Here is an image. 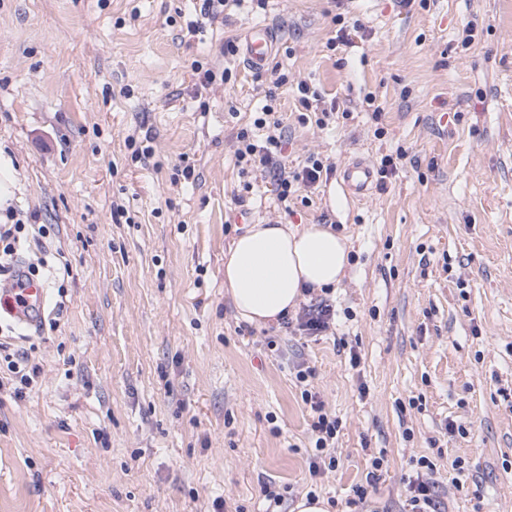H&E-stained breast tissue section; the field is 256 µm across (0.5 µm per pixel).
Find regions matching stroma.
Segmentation results:
<instances>
[{"label":"stroma","instance_id":"1","mask_svg":"<svg viewBox=\"0 0 512 512\" xmlns=\"http://www.w3.org/2000/svg\"><path fill=\"white\" fill-rule=\"evenodd\" d=\"M199 6L0 0V213L43 228L19 259L49 299L35 325L0 318L42 369L19 400L0 360V512H264L269 482L284 512L311 490L332 512H410L423 456L446 512H512V0H247L191 35ZM252 23L288 77L283 164L332 167L305 202L235 164L266 86L221 45ZM196 59L233 80L198 90ZM302 80L335 101L326 128L301 122ZM400 149L385 187L345 195L346 165ZM252 224L349 238L325 332L237 320L224 253ZM303 366L338 421L315 477Z\"/></svg>","mask_w":512,"mask_h":512}]
</instances>
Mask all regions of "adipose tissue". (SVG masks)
<instances>
[{
  "instance_id": "1",
  "label": "adipose tissue",
  "mask_w": 512,
  "mask_h": 512,
  "mask_svg": "<svg viewBox=\"0 0 512 512\" xmlns=\"http://www.w3.org/2000/svg\"><path fill=\"white\" fill-rule=\"evenodd\" d=\"M346 236L320 224H254L224 255V288L239 320L266 325L307 289L333 288L349 267Z\"/></svg>"
}]
</instances>
